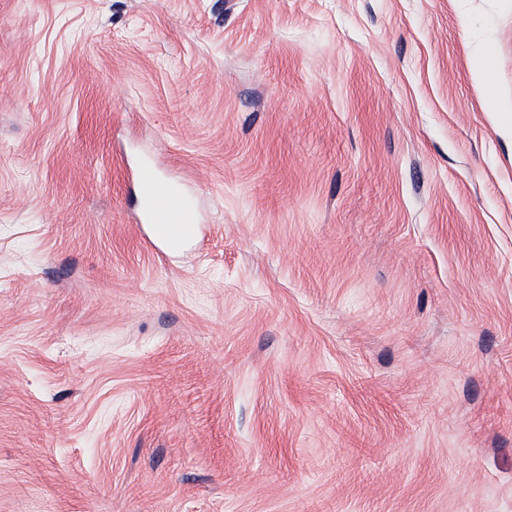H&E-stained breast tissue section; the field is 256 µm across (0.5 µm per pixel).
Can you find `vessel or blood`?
I'll return each instance as SVG.
<instances>
[{"mask_svg": "<svg viewBox=\"0 0 512 512\" xmlns=\"http://www.w3.org/2000/svg\"><path fill=\"white\" fill-rule=\"evenodd\" d=\"M138 183L144 222L151 224L155 239L163 240L169 249H177L187 229L196 222L192 206L151 166L140 167Z\"/></svg>", "mask_w": 512, "mask_h": 512, "instance_id": "obj_1", "label": "vessel or blood"}]
</instances>
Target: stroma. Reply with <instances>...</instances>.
Wrapping results in <instances>:
<instances>
[{"mask_svg":"<svg viewBox=\"0 0 512 512\" xmlns=\"http://www.w3.org/2000/svg\"><path fill=\"white\" fill-rule=\"evenodd\" d=\"M497 105L512 0H0V512H512ZM138 183L143 221L152 225L155 239H162L169 249H177L187 229L196 224L192 206L150 165L139 168Z\"/></svg>","mask_w":512,"mask_h":512,"instance_id":"35a3bbf8","label":"stroma"}]
</instances>
